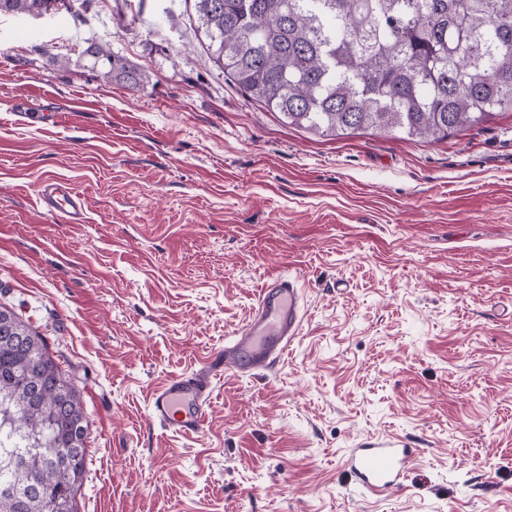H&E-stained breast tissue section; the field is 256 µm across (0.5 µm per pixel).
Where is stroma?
Returning <instances> with one entry per match:
<instances>
[{
	"label": "stroma",
	"mask_w": 512,
	"mask_h": 512,
	"mask_svg": "<svg viewBox=\"0 0 512 512\" xmlns=\"http://www.w3.org/2000/svg\"><path fill=\"white\" fill-rule=\"evenodd\" d=\"M84 38L143 85L94 78ZM46 178L86 223L40 208ZM281 274L306 312L285 356L217 380L196 436L148 424ZM0 304L81 394L79 512H512L510 111L432 143L323 137L225 79L195 0L2 16ZM380 436L418 452L376 496L346 458Z\"/></svg>",
	"instance_id": "stroma-1"
}]
</instances>
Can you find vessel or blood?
Instances as JSON below:
<instances>
[{
  "label": "vessel or blood",
  "mask_w": 512,
  "mask_h": 512,
  "mask_svg": "<svg viewBox=\"0 0 512 512\" xmlns=\"http://www.w3.org/2000/svg\"><path fill=\"white\" fill-rule=\"evenodd\" d=\"M37 199L51 215L67 223L85 221L82 197L68 183L40 181ZM305 310L299 277L279 276L264 283L245 323L223 349L211 353L200 366L172 377L150 395L147 420L172 433L190 437L204 427L215 380L227 373L256 372L281 359L301 334ZM416 450L399 437L369 441L354 449L351 473L368 491L383 495L397 489Z\"/></svg>",
  "instance_id": "1"
}]
</instances>
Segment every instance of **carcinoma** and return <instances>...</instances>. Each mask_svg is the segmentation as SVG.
Masks as SVG:
<instances>
[{"instance_id":"carcinoma-1","label":"carcinoma","mask_w":512,"mask_h":512,"mask_svg":"<svg viewBox=\"0 0 512 512\" xmlns=\"http://www.w3.org/2000/svg\"><path fill=\"white\" fill-rule=\"evenodd\" d=\"M52 0H0L40 17ZM214 63L250 100L320 136L439 141L512 111V0H196ZM81 55L106 82L144 73L105 46ZM0 512H75L86 473L81 397L46 344L0 305ZM73 416L77 431L60 419Z\"/></svg>"}]
</instances>
